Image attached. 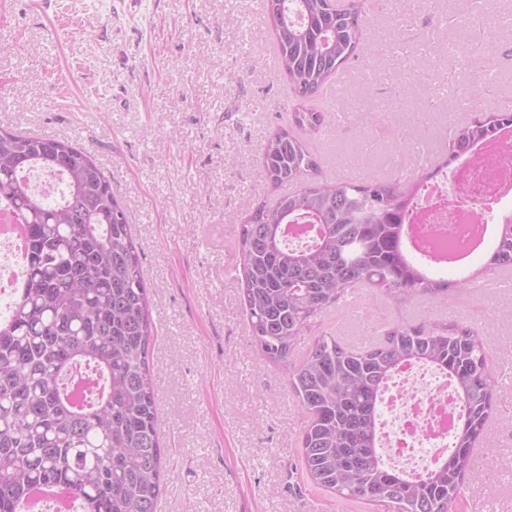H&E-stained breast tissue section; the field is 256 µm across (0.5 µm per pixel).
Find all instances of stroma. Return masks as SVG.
<instances>
[{"label": "stroma", "mask_w": 512, "mask_h": 512, "mask_svg": "<svg viewBox=\"0 0 512 512\" xmlns=\"http://www.w3.org/2000/svg\"><path fill=\"white\" fill-rule=\"evenodd\" d=\"M445 70L455 74L446 87L434 77ZM340 72L347 82L325 106L350 122L310 139L321 179L413 176L415 143L443 163L448 124L512 104V0H365L360 45ZM296 105L256 0H0V128L51 131L87 151L140 248L164 450L156 512H391L310 480L307 415L254 343L241 298L245 206L277 198L264 146ZM506 302L454 288L439 303H400L364 286L353 306L314 318L293 358L320 336L361 350L434 319L477 331L489 369L505 367ZM494 394L470 456L481 491L463 492L458 512L477 495L512 512V392L498 382Z\"/></svg>", "instance_id": "stroma-1"}]
</instances>
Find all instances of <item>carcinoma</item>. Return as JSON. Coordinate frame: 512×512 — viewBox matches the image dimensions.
<instances>
[{
    "instance_id": "1",
    "label": "carcinoma",
    "mask_w": 512,
    "mask_h": 512,
    "mask_svg": "<svg viewBox=\"0 0 512 512\" xmlns=\"http://www.w3.org/2000/svg\"><path fill=\"white\" fill-rule=\"evenodd\" d=\"M278 65L302 106L290 129L264 147V179L300 184L268 209L249 210L240 227L243 301L254 343L285 367L307 413L301 456L317 485L343 498L387 502L394 512H450L479 488L470 449L495 410L489 345L472 328L424 321L397 326L355 351L319 337L292 360L311 319L360 284L396 300L439 299L457 284L423 271L403 242L406 219L431 174L405 182L319 179L308 139L329 115L304 102L355 56L364 0L339 12L330 0H264ZM498 112L456 130L455 160L498 130ZM58 173L63 197L49 201L26 173ZM0 206L26 226L29 249L6 319H0V512H19L35 489L60 488L81 512H155L163 448L149 374L153 327L147 288L125 207L91 155L67 139L0 131ZM486 267L512 270V218L501 225ZM422 362L451 379L464 404L454 446L409 477L379 452L381 405L399 367ZM85 368L103 387L73 396L69 379Z\"/></svg>"
}]
</instances>
